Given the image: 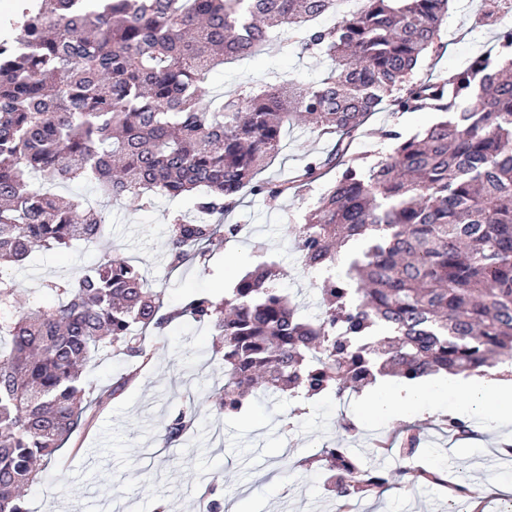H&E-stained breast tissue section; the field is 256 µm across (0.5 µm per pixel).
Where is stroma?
Instances as JSON below:
<instances>
[{
    "label": "stroma",
    "mask_w": 512,
    "mask_h": 512,
    "mask_svg": "<svg viewBox=\"0 0 512 512\" xmlns=\"http://www.w3.org/2000/svg\"><path fill=\"white\" fill-rule=\"evenodd\" d=\"M481 7V0H456L442 25L441 49L424 59L416 78L446 76L480 54L497 51L496 33L482 21ZM325 68L297 48L274 42L253 58L226 63L207 85L220 95L276 74L308 83ZM438 118L434 111L402 113L381 106L351 134L349 156L361 166L371 165L394 147L385 131L408 137ZM334 146V139L319 136L305 122L284 125L281 150L259 176L272 182L293 177ZM335 178L328 173L275 201L242 192L238 206L224 216L225 223L239 225V233L217 234L201 258L180 267L172 266L168 256L170 220L177 214L196 219L193 196L161 197L143 210L122 199L107 208L104 231L115 255L131 261L149 287L161 291L164 309L201 294L222 298L247 272L272 263L280 272L278 288L301 318L312 320L321 309L319 284L326 272L303 267L294 230ZM98 257V251L81 243L66 252L32 253L13 271L20 303L51 305L55 296L47 282L76 279ZM212 341L208 325L183 318L161 332H148L153 357L147 363L120 356L90 362L86 382L115 393L96 410L91 427L74 433L49 462L54 482L29 487L31 512H104L108 506L113 512H154L161 500L173 512H199L204 483L216 474L223 478L229 510L244 499L252 512H338L323 473L307 467L305 458L341 446L361 469L389 468L408 424L420 430L417 466L450 473L465 467L484 512H512V458L497 452L501 441L512 438V426L494 427L473 415L468 422L476 438L458 441L449 436L442 417L424 410L414 411L404 424L370 416L362 393L341 402L331 395L303 399L260 390L241 413L219 414L210 395L224 384V362ZM184 406L195 412L190 434L177 449L162 447L159 433ZM344 418L358 425V433L343 435L339 422ZM362 505L369 512H448L441 487L429 482L397 485L363 498Z\"/></svg>",
    "instance_id": "stroma-1"
}]
</instances>
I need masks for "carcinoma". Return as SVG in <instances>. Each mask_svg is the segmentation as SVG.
<instances>
[{"label": "carcinoma", "mask_w": 512, "mask_h": 512, "mask_svg": "<svg viewBox=\"0 0 512 512\" xmlns=\"http://www.w3.org/2000/svg\"><path fill=\"white\" fill-rule=\"evenodd\" d=\"M498 14L501 51L447 79L414 70L438 47L448 0H362L331 27L316 20L338 0H20L19 37L0 40V512H30L22 489L113 392L85 389L101 355L151 359L144 332L176 319L208 324L224 345L215 408L237 413L261 386L341 400L384 376L407 382L445 371L512 374V0ZM301 53L332 61L320 80L243 86L204 105L208 72L263 46L272 29ZM444 113L422 134L386 136L392 152L363 170L314 158L278 185L257 175L280 150L286 123L347 135L381 104ZM343 166L295 233L309 267L336 266L338 245L378 242L344 276L322 282L323 311L305 321L276 287L272 266L246 274L224 299L192 298L164 315L130 262L104 256L75 281L49 282L54 305L22 306L13 267L32 251L64 250L103 235L105 207L57 192L92 186L101 198L195 193L204 215L171 220L176 266L202 254L240 192L273 199ZM195 418L172 416L161 441ZM444 425L473 435L459 418ZM419 429H407L391 470L363 471L340 448L327 485L342 508L403 479L442 476L405 465ZM220 476L208 512H224Z\"/></svg>", "instance_id": "carcinoma-1"}]
</instances>
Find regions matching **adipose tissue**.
<instances>
[{
	"instance_id": "adipose-tissue-1",
	"label": "adipose tissue",
	"mask_w": 512,
	"mask_h": 512,
	"mask_svg": "<svg viewBox=\"0 0 512 512\" xmlns=\"http://www.w3.org/2000/svg\"><path fill=\"white\" fill-rule=\"evenodd\" d=\"M443 393L455 396L461 413L481 415L500 427L512 425V379L494 373L468 378L440 374L410 383L402 381L372 392L368 408L370 413L397 419L419 405L437 413L443 409L439 400Z\"/></svg>"
}]
</instances>
